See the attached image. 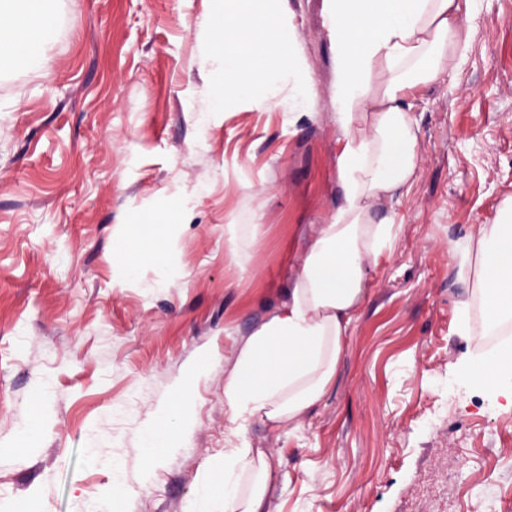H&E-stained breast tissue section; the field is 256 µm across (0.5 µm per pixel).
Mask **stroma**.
<instances>
[{
    "mask_svg": "<svg viewBox=\"0 0 512 512\" xmlns=\"http://www.w3.org/2000/svg\"><path fill=\"white\" fill-rule=\"evenodd\" d=\"M294 5L320 114L293 125L214 111L197 21L217 0H49L47 70L0 71V512H192L234 447L278 460L268 512H512V404L462 382L484 349L457 330L471 298L449 252L512 197V0H474L465 62L413 100L418 176L328 393L291 432L228 421L234 337L286 299L340 201L321 0ZM175 192L199 203L169 265L123 281L128 225L151 234ZM231 223L251 241L238 264ZM186 378L187 445L143 480L138 435ZM93 432L111 464L88 466Z\"/></svg>",
    "mask_w": 512,
    "mask_h": 512,
    "instance_id": "1",
    "label": "stroma"
}]
</instances>
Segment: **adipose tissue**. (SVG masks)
Returning a JSON list of instances; mask_svg holds the SVG:
<instances>
[{"mask_svg": "<svg viewBox=\"0 0 512 512\" xmlns=\"http://www.w3.org/2000/svg\"><path fill=\"white\" fill-rule=\"evenodd\" d=\"M285 3L224 0L203 17L209 44L200 71L217 109H261L271 101L289 120L315 117L298 25L288 20ZM321 16L334 56L330 104L340 202L316 226L286 300L234 343L224 377V405L234 424L257 417L297 428L327 392L370 275L395 244L397 214L385 204L417 177L411 100L438 81L449 60H465L471 37L463 0H322ZM58 38L46 0L0 5V69L20 62L45 70V50ZM452 257L479 303L482 334L512 322V200L493 223L455 242ZM468 372L485 390L512 396L511 347L473 359ZM190 395V384H182L163 408L168 426L140 432L145 475L186 446ZM273 470L265 449L225 451L223 482L200 483L193 512H215L219 500L224 512H268ZM246 475L252 481L245 487Z\"/></svg>", "mask_w": 512, "mask_h": 512, "instance_id": "obj_1", "label": "adipose tissue"}]
</instances>
